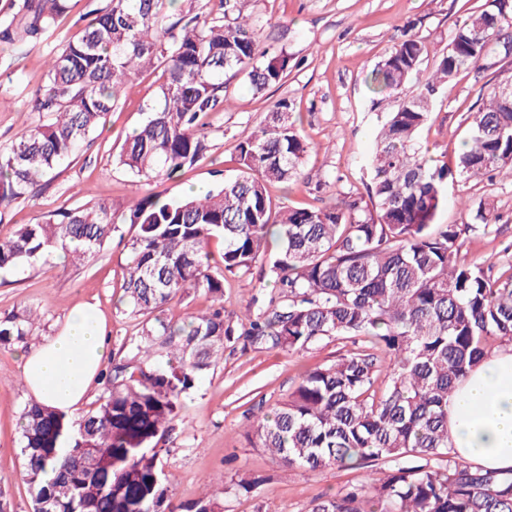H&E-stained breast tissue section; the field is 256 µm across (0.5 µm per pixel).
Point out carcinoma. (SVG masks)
<instances>
[{
  "instance_id": "carcinoma-1",
  "label": "carcinoma",
  "mask_w": 512,
  "mask_h": 512,
  "mask_svg": "<svg viewBox=\"0 0 512 512\" xmlns=\"http://www.w3.org/2000/svg\"><path fill=\"white\" fill-rule=\"evenodd\" d=\"M69 0H24L27 20L0 24V43L53 35ZM175 0H108L61 42L31 111L47 121L0 146V205L25 199L74 155L132 88L161 72L156 105L121 145L134 176L174 181L209 145L204 118L224 108V76L243 74L260 94L291 68L261 46V20L241 0L175 9ZM512 45V0H488L460 25L433 71L423 41L407 33L368 73L394 97L367 160L368 198L337 195L321 206H280L267 186L301 176L308 144L282 100L237 144L239 173L203 195H149L118 216L103 201L22 224L0 240V272L33 266L61 249L75 262L131 224L120 304L141 318L131 361L106 368L104 392L78 419L36 403L20 416L21 454L33 512H222L212 497L173 504L159 444L183 398L227 347L287 352L326 336L365 339L362 350L304 370L287 399L253 427V444L290 467L363 468L382 460L309 512H512V474L457 459L448 446V397L497 343H512V271L494 277L464 253L472 224H437L448 184L489 178L512 164V80L468 116L453 162L423 151L418 136L436 97L496 44ZM224 242L220 260L207 250ZM277 295L253 296L245 321L224 320V273L262 260ZM189 289L212 305L173 322L164 306ZM256 312H251V308ZM28 311L0 317V346L26 344ZM53 472L50 480L47 472Z\"/></svg>"
}]
</instances>
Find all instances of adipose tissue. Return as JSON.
I'll use <instances>...</instances> for the list:
<instances>
[{"label": "adipose tissue", "instance_id": "ef3b65f1", "mask_svg": "<svg viewBox=\"0 0 512 512\" xmlns=\"http://www.w3.org/2000/svg\"><path fill=\"white\" fill-rule=\"evenodd\" d=\"M109 357L96 305L73 307L62 330L21 353V376L33 402L74 416ZM448 435L456 455L491 471L512 472V345L481 362L448 400Z\"/></svg>", "mask_w": 512, "mask_h": 512}]
</instances>
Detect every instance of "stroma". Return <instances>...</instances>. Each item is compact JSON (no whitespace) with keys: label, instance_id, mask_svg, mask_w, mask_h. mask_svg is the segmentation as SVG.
Instances as JSON below:
<instances>
[{"label":"stroma","instance_id":"35a3bbf8","mask_svg":"<svg viewBox=\"0 0 512 512\" xmlns=\"http://www.w3.org/2000/svg\"><path fill=\"white\" fill-rule=\"evenodd\" d=\"M487 0H244L245 12L265 18L262 43L269 53L287 52L293 67L286 78L256 95L243 77L226 79L225 110L209 113L205 158L176 181L149 182L128 173L116 156L126 133L140 125L158 96L157 74L144 73L117 108L106 117L84 149L41 182L27 199L0 206V238L15 225L101 200L124 212L131 201L149 193L167 199L190 187L210 190L237 174V143L259 126L274 105L288 100L300 115L298 131L309 150L303 175L290 189L270 188L274 200L298 206L326 200L336 193L363 196L370 176L366 169L376 135L395 100L373 103L368 72L400 36L403 27L424 41L428 54L423 70H431L446 52L458 25L484 9ZM107 0H71L69 14L54 35L21 51L0 49V144L21 136L43 121L31 111L30 99L43 85L45 61L53 48L93 19ZM479 72L462 77L438 98L431 119L420 133L423 145L438 157H453L467 132V117L478 109L483 86L512 79V54L496 46L479 64ZM495 207L490 232L471 234L469 259L493 272L512 265V164L492 181H470L449 187L438 211L440 224H468L480 203ZM136 233L125 224L98 255L73 264L62 253L24 272L0 274V314L30 310L39 320L29 338L37 347L58 333L70 309L97 304L107 324L109 364L126 362L136 321L119 307L128 243ZM273 284L264 265L224 276V318L239 323L251 296L271 294ZM352 343L326 337L309 349L288 353L263 346L225 350L214 371L185 398L182 418L166 444L165 469L172 480L174 503L204 496L216 498L224 512H308L324 494L344 491L361 482V469L325 468L305 472L283 464L247 437L269 405L293 390L299 372L333 363L352 350ZM19 346L0 347V500L9 512H32L20 454V416L30 398L19 370ZM253 481L250 490L241 480Z\"/></svg>","mask_w":512,"mask_h":512}]
</instances>
